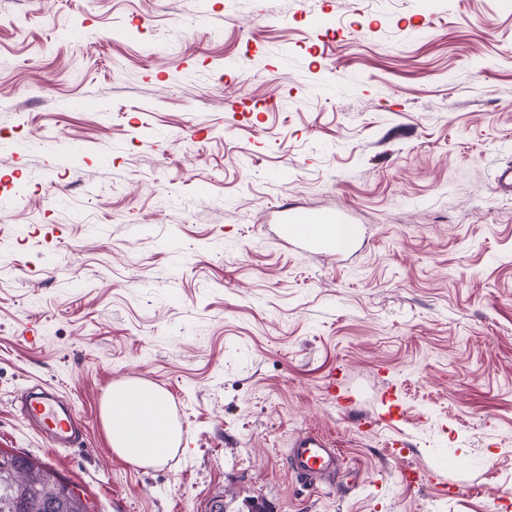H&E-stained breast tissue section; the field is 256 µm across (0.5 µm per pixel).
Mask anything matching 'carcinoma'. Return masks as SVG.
<instances>
[{"label":"carcinoma","instance_id":"cac0c4a2","mask_svg":"<svg viewBox=\"0 0 512 512\" xmlns=\"http://www.w3.org/2000/svg\"><path fill=\"white\" fill-rule=\"evenodd\" d=\"M0 512H88V506L47 463L0 450Z\"/></svg>","mask_w":512,"mask_h":512}]
</instances>
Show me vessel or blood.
I'll list each match as a JSON object with an SVG mask.
<instances>
[{"label": "vessel or blood", "mask_w": 512, "mask_h": 512, "mask_svg": "<svg viewBox=\"0 0 512 512\" xmlns=\"http://www.w3.org/2000/svg\"><path fill=\"white\" fill-rule=\"evenodd\" d=\"M279 232L284 243L297 249L312 248L340 256L357 238V227L344 209L328 212L282 210ZM22 414L35 425L53 448H78L86 428L80 417L58 411L46 397L26 396ZM339 462L336 442L325 435L305 432L293 438L287 450V464L301 480L312 484L332 476Z\"/></svg>", "instance_id": "1"}]
</instances>
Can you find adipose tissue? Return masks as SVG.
Returning a JSON list of instances; mask_svg holds the SVG:
<instances>
[{
	"label": "adipose tissue",
	"instance_id": "obj_1",
	"mask_svg": "<svg viewBox=\"0 0 512 512\" xmlns=\"http://www.w3.org/2000/svg\"><path fill=\"white\" fill-rule=\"evenodd\" d=\"M165 401V395L150 384H114L103 407L104 424L114 452L140 467L163 463L180 442V430L174 423L155 421L152 408Z\"/></svg>",
	"mask_w": 512,
	"mask_h": 512
}]
</instances>
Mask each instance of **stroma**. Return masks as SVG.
<instances>
[{
    "label": "stroma",
    "instance_id": "1",
    "mask_svg": "<svg viewBox=\"0 0 512 512\" xmlns=\"http://www.w3.org/2000/svg\"><path fill=\"white\" fill-rule=\"evenodd\" d=\"M507 169L512 0H0V450L49 464L89 512H495ZM339 207L359 226L342 257L280 241L278 209ZM126 379L174 407L160 465L110 445L102 406ZM36 383L85 422L82 447L20 415ZM307 430L339 444L332 483L287 468ZM409 466L455 492L406 487Z\"/></svg>",
    "mask_w": 512,
    "mask_h": 512
}]
</instances>
